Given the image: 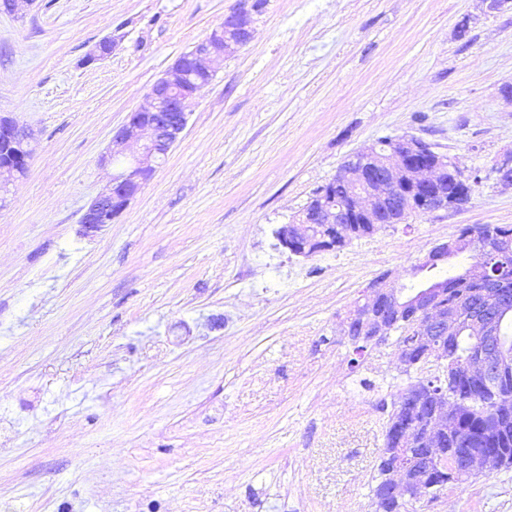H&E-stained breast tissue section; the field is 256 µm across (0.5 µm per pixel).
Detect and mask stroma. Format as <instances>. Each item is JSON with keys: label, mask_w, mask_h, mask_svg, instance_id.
I'll return each instance as SVG.
<instances>
[{"label": "stroma", "mask_w": 512, "mask_h": 512, "mask_svg": "<svg viewBox=\"0 0 512 512\" xmlns=\"http://www.w3.org/2000/svg\"><path fill=\"white\" fill-rule=\"evenodd\" d=\"M239 0H34L0 12V115L34 134L0 199V512H375L394 344L341 324L369 281L512 225V0H266L110 224L80 218L153 83ZM111 38L110 54L89 60ZM411 135L478 184L340 251L276 230L352 152ZM407 512H512V465Z\"/></svg>", "instance_id": "1"}]
</instances>
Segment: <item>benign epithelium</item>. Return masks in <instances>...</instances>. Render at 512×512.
Instances as JSON below:
<instances>
[{
    "mask_svg": "<svg viewBox=\"0 0 512 512\" xmlns=\"http://www.w3.org/2000/svg\"><path fill=\"white\" fill-rule=\"evenodd\" d=\"M253 37L251 10L241 6L224 17L191 56L187 70L168 69L152 86L144 103L130 113L125 128L112 137L109 157L122 161L112 175L110 185L84 211L80 224L92 230L103 224L106 216L120 214L129 201L167 160L188 122L187 107L212 80L213 62L236 53ZM192 86L195 91L183 90ZM31 133L16 121L0 117V191L22 176L32 158ZM468 179L456 158L435 152L414 136L384 138L350 155L340 166L331 184L347 188V196L337 198L331 190H321L299 217L282 225L277 233L279 244L291 254L308 257V251L294 246L310 241V224L318 219L326 224H381L383 218L396 211L434 213L458 210L467 205L465 193L457 189ZM479 235L437 243L423 259L431 265L448 258V249H470ZM439 289L429 286L406 297L401 294L391 275L372 279L364 289L369 298L367 308L345 322V332L355 343L366 347L387 340L389 321L402 317L414 320L409 343L423 347L429 365L435 367L429 380L422 381L431 415L422 428L404 424L397 443L403 447L421 446L427 451V466L408 465L396 461L389 474V485L395 494L409 501L423 491L435 488L428 482L430 467L448 460L463 472L474 475L490 472L499 466V457L475 454L465 448H448L446 439L460 444L462 437L454 433L452 405L442 387L448 378L445 342L462 330L478 344L477 353L463 368V374L477 382H489L512 371V344L500 336V316L512 311V293H498L495 304H488L479 294L467 302L461 314L438 304Z\"/></svg>",
    "mask_w": 512,
    "mask_h": 512,
    "instance_id": "1",
    "label": "benign epithelium"
}]
</instances>
